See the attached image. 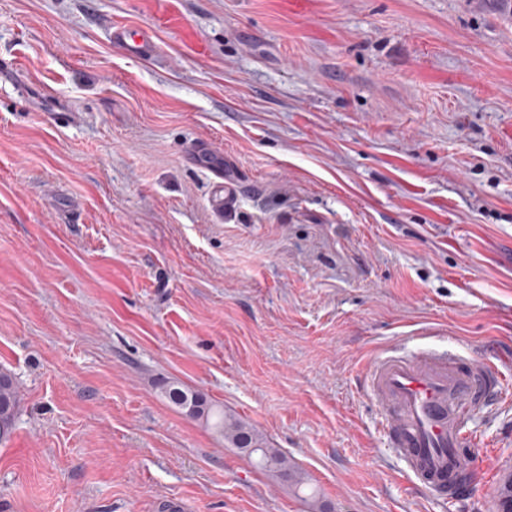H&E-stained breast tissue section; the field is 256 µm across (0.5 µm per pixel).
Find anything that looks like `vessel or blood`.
<instances>
[{"label": "vessel or blood", "instance_id": "b4317fda", "mask_svg": "<svg viewBox=\"0 0 512 512\" xmlns=\"http://www.w3.org/2000/svg\"><path fill=\"white\" fill-rule=\"evenodd\" d=\"M112 38L131 56L153 48L150 33L121 26ZM191 160L209 162L214 213L231 209L237 192L224 164L214 161L205 145L189 152ZM363 380L382 414L391 448L407 465L417 487L431 495L443 488L464 492L475 458L466 453L471 442L467 424L471 413L502 393L497 366L490 361L460 362L452 353L403 355L382 350L365 368Z\"/></svg>", "mask_w": 512, "mask_h": 512}]
</instances>
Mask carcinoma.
I'll list each match as a JSON object with an SVG mask.
<instances>
[{
  "label": "carcinoma",
  "instance_id": "obj_1",
  "mask_svg": "<svg viewBox=\"0 0 512 512\" xmlns=\"http://www.w3.org/2000/svg\"><path fill=\"white\" fill-rule=\"evenodd\" d=\"M162 396L194 419H202L224 436L230 447L245 453L253 465L276 476L281 482L302 490L308 480L279 449L271 447L256 429L211 404L202 394L168 384L162 388ZM19 390L14 375L0 369V440L13 430L19 409Z\"/></svg>",
  "mask_w": 512,
  "mask_h": 512
}]
</instances>
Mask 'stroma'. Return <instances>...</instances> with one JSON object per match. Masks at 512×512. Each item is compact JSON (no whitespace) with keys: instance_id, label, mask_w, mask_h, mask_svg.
Masks as SVG:
<instances>
[{"instance_id":"obj_1","label":"stroma","mask_w":512,"mask_h":512,"mask_svg":"<svg viewBox=\"0 0 512 512\" xmlns=\"http://www.w3.org/2000/svg\"><path fill=\"white\" fill-rule=\"evenodd\" d=\"M120 24L154 51L127 56ZM200 141L240 181L221 216ZM388 346L501 372L457 499L389 448L362 383ZM1 367L0 512H488L512 471V12L0 0ZM165 381L255 427L317 502ZM19 390L14 375L0 369V440L7 438L13 430L19 409Z\"/></svg>"}]
</instances>
